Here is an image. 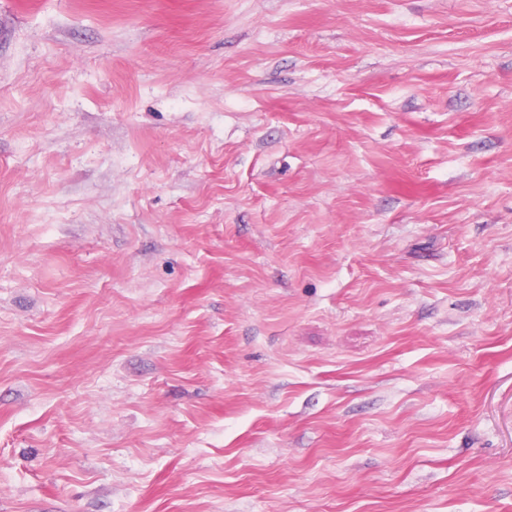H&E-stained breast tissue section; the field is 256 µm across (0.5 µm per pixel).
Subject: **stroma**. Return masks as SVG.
Segmentation results:
<instances>
[{
	"mask_svg": "<svg viewBox=\"0 0 512 512\" xmlns=\"http://www.w3.org/2000/svg\"><path fill=\"white\" fill-rule=\"evenodd\" d=\"M0 512H512V0H0Z\"/></svg>",
	"mask_w": 512,
	"mask_h": 512,
	"instance_id": "stroma-1",
	"label": "stroma"
}]
</instances>
